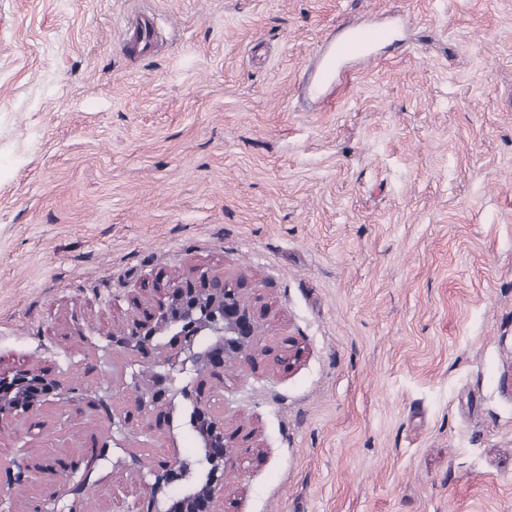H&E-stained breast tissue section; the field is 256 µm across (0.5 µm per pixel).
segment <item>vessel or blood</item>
Wrapping results in <instances>:
<instances>
[{"label": "vessel or blood", "instance_id": "vessel-or-blood-1", "mask_svg": "<svg viewBox=\"0 0 512 512\" xmlns=\"http://www.w3.org/2000/svg\"><path fill=\"white\" fill-rule=\"evenodd\" d=\"M390 35L391 30L386 26L348 28L332 34L321 47L314 72L306 78L308 89L318 92L329 80L342 75L344 64L371 55Z\"/></svg>", "mask_w": 512, "mask_h": 512}]
</instances>
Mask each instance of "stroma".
<instances>
[{
    "instance_id": "obj_1",
    "label": "stroma",
    "mask_w": 512,
    "mask_h": 512,
    "mask_svg": "<svg viewBox=\"0 0 512 512\" xmlns=\"http://www.w3.org/2000/svg\"><path fill=\"white\" fill-rule=\"evenodd\" d=\"M344 24L397 44L309 98ZM195 270L267 307L270 356L207 382L252 437L223 512H512V0H0V371L112 390L125 356L76 329ZM190 412L139 456L194 454ZM36 420L1 460L106 422ZM139 483L40 474L12 512H124Z\"/></svg>"
}]
</instances>
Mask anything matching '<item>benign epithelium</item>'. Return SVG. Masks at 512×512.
<instances>
[{"instance_id": "obj_1", "label": "benign epithelium", "mask_w": 512, "mask_h": 512, "mask_svg": "<svg viewBox=\"0 0 512 512\" xmlns=\"http://www.w3.org/2000/svg\"><path fill=\"white\" fill-rule=\"evenodd\" d=\"M153 298L134 302L136 312L124 326L105 334L103 353L119 351L128 358L131 372L122 374L118 388L135 392L133 405L116 412L112 393L95 395L89 403L105 412L108 420L101 449L89 456L61 465L70 474H80L75 489L81 491L91 474L106 466L145 472L141 481L148 486L131 502L127 512H220L224 495V474L234 464L232 449L250 447L249 434L224 426L204 399V378L221 379L224 366L234 362L250 364L269 353L260 347L259 335L264 312L245 297L243 281L201 273L177 282L157 284ZM71 388L61 380L35 368L0 372V423L11 419L34 425L33 418L46 405L71 402ZM177 401L192 404L189 426L198 440L191 456L143 462L135 454L109 457L108 448L124 449L133 440L131 425L137 417L156 415L169 424V408ZM41 465L16 450L9 471L6 495L40 472ZM179 486L177 498L169 499L166 488Z\"/></svg>"}]
</instances>
